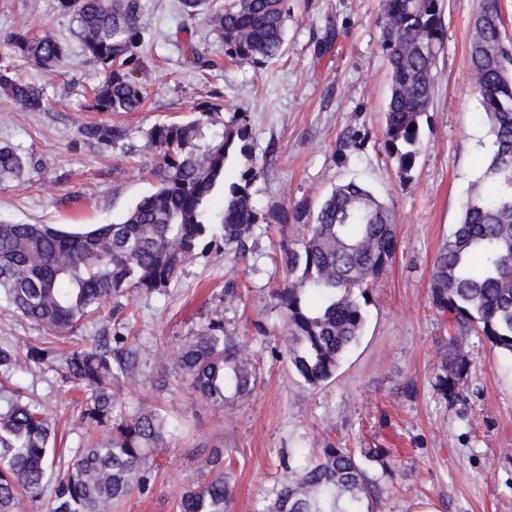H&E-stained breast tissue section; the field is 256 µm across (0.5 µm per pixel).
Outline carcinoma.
Masks as SVG:
<instances>
[{
    "mask_svg": "<svg viewBox=\"0 0 512 512\" xmlns=\"http://www.w3.org/2000/svg\"><path fill=\"white\" fill-rule=\"evenodd\" d=\"M191 20L208 23L224 41V54L264 66L286 52L288 0H180ZM56 11L70 19L82 51L106 74L93 88L91 108L102 113L135 112L148 96L134 78L145 42L143 0H56ZM381 49L390 66L383 148L407 181L421 154L423 118L433 105L437 60L446 29L442 0H382ZM501 0H480L469 44V70L490 149L480 180L462 205L461 218L436 255L430 303L451 315L453 335L435 377L443 397L458 395L469 363L461 337L471 332L512 356V45L502 32ZM14 56L49 70L69 53L50 29L21 26L10 33ZM0 94L22 107L40 110L43 88L0 65ZM82 136L112 143L123 129L106 122L85 125ZM158 156L154 191L119 223L86 232L47 224L0 223V303L42 327L47 340L25 353L0 349V374L10 378L23 365L37 375L59 371L86 389L81 424L101 432L59 481L51 512H112L152 479L149 459L167 447L169 423L157 407L122 420L113 415L114 389L137 369V353L119 332L104 326L88 346L60 354L57 340L98 316L102 305L130 291L164 295L185 265L210 249L224 247L244 259L249 242L265 220L252 186L264 173L253 159L248 116L224 113L206 102L185 120L153 125L147 132ZM364 138L348 129L338 144L340 158L361 149ZM239 154L250 166L227 181L226 166ZM28 162L10 145H0V182L21 181ZM223 190V207H209ZM293 219L306 234L288 246L280 225V264L291 279L270 297L282 323L284 354L291 369L311 388L336 376L346 352L358 342L365 314L355 293L366 296L370 283L393 261L396 225L390 210L366 185H336L312 213L297 204ZM229 331L218 304L198 328L184 337L176 365L196 397L222 409L245 399L258 385V372L245 352V334ZM54 429L47 416L19 386H0V512H16L22 494L37 498L53 476ZM283 481L271 491L263 512H364L373 494L358 457L328 442L316 460L293 465L284 459ZM234 485L219 474L205 485H188L177 512H228Z\"/></svg>",
    "mask_w": 512,
    "mask_h": 512,
    "instance_id": "1",
    "label": "carcinoma"
}]
</instances>
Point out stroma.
Segmentation results:
<instances>
[{
  "label": "stroma",
  "mask_w": 512,
  "mask_h": 512,
  "mask_svg": "<svg viewBox=\"0 0 512 512\" xmlns=\"http://www.w3.org/2000/svg\"><path fill=\"white\" fill-rule=\"evenodd\" d=\"M149 35L136 76L151 95L142 110L110 115L126 136L101 146L82 126L99 119L87 91L104 77L79 44L65 63L43 72L14 58L7 35L19 26L51 27L70 37L69 18L55 0H0V56L15 73L45 89L47 107L30 111L0 95V144L30 156L23 183H0V222L83 226L120 221L155 186L156 163L147 130L180 118L198 104L220 100L225 111L249 117L252 152L266 162L253 186L269 225L258 230L249 260L210 250L190 263L168 294L132 292L112 298L107 321L119 323L139 368L116 391V413L134 416L143 404L160 406L175 430L155 456L153 490L132 493L113 512H176L183 489L217 473L208 463L221 452L235 486L230 512H262L282 479L280 460L303 463L324 442L388 452L387 467L367 464L377 485L369 512H512V360L482 338L466 337L470 367L461 395L447 401L433 387L448 342V317L432 308L429 283L435 256L461 217L489 152L488 128L468 70V47L478 0H444L446 39L425 148L409 181H401L382 147L389 67L381 50L380 0H288L287 53L274 64L231 61L218 34L183 18L179 0H143ZM193 43L213 61L200 80ZM326 54H319L321 45ZM367 136L340 160L344 131ZM367 184L391 210L398 247L385 274L368 288L366 324L359 341L326 385L307 386L286 358L273 357L266 338H249L257 368L253 394L216 411L196 399L175 363L181 340L203 323L225 286L235 299L225 312L232 326L267 311L271 288L287 273L271 262L280 224L289 243L305 233L284 222L295 204L317 205L337 184ZM45 332L0 306V348L25 352ZM55 425L57 472H64L96 432L78 415L83 392L60 374H14Z\"/></svg>",
  "instance_id": "35a3bbf8"
}]
</instances>
